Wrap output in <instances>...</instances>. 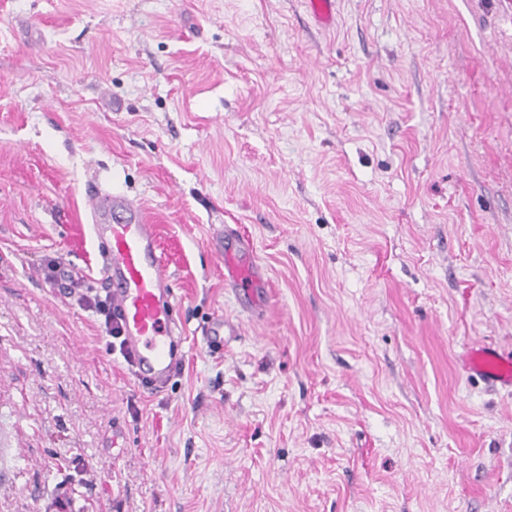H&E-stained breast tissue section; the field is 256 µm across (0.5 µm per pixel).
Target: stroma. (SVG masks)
Returning a JSON list of instances; mask_svg holds the SVG:
<instances>
[{
  "mask_svg": "<svg viewBox=\"0 0 512 512\" xmlns=\"http://www.w3.org/2000/svg\"><path fill=\"white\" fill-rule=\"evenodd\" d=\"M91 188L157 226V392L46 276L102 296ZM477 343L512 353V0H0V512H512ZM211 244L218 260L224 264L225 288L239 292V296L247 294L255 302V298L263 294L266 279L254 259V244L232 233L213 236Z\"/></svg>",
  "mask_w": 512,
  "mask_h": 512,
  "instance_id": "stroma-1",
  "label": "stroma"
}]
</instances>
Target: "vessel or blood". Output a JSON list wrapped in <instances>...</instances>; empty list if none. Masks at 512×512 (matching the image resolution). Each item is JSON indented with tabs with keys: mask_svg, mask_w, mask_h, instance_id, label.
Listing matches in <instances>:
<instances>
[{
	"mask_svg": "<svg viewBox=\"0 0 512 512\" xmlns=\"http://www.w3.org/2000/svg\"><path fill=\"white\" fill-rule=\"evenodd\" d=\"M89 231L100 248L99 284L112 299L122 324L125 349L138 377L160 388L184 357L183 327L156 227L132 200L120 195L90 198ZM212 248L224 266V285L255 298L266 280L254 259V245L232 233L213 236ZM461 371L494 387L512 390V355L481 344L458 359Z\"/></svg>",
	"mask_w": 512,
	"mask_h": 512,
	"instance_id": "1",
	"label": "vessel or blood"
}]
</instances>
